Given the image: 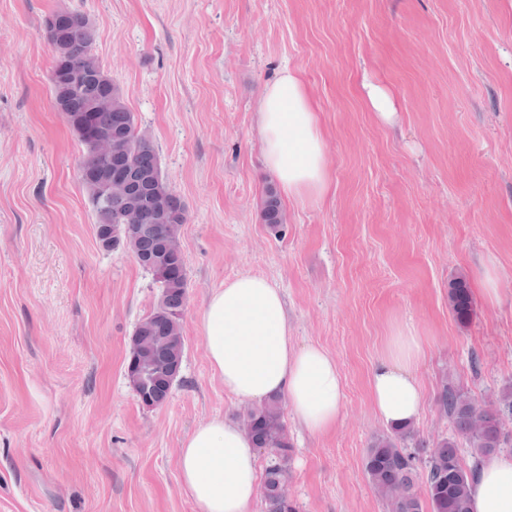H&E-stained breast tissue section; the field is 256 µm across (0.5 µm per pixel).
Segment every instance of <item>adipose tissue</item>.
<instances>
[{"instance_id": "obj_1", "label": "adipose tissue", "mask_w": 512, "mask_h": 512, "mask_svg": "<svg viewBox=\"0 0 512 512\" xmlns=\"http://www.w3.org/2000/svg\"><path fill=\"white\" fill-rule=\"evenodd\" d=\"M261 151L289 198L319 202L331 193L325 136L302 74L283 68L259 102ZM213 371L232 396L288 399L308 431L324 433L340 420L342 381L335 360L316 346L295 348L279 289L243 275L208 299L200 319ZM415 330L398 328L370 379L373 404L392 426L418 420L423 393L412 369L424 357ZM179 472L197 512H248L258 492L257 455L246 431L221 418L183 441ZM472 512H512V453L485 458L470 483Z\"/></svg>"}]
</instances>
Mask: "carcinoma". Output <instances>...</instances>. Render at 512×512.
<instances>
[{"instance_id":"carcinoma-1","label":"carcinoma","mask_w":512,"mask_h":512,"mask_svg":"<svg viewBox=\"0 0 512 512\" xmlns=\"http://www.w3.org/2000/svg\"><path fill=\"white\" fill-rule=\"evenodd\" d=\"M61 16L66 23L56 31L52 19L46 20L55 52L51 75L56 103L73 108L65 117L83 146L79 177L96 217L98 244L112 232V225L125 223L128 214L141 215V225L123 237L122 247L159 284L158 302L135 333L146 344L141 353L143 388L165 402L173 383L168 363L182 362L184 353L182 319L189 284L180 227L187 221L186 209L164 177L150 140L96 57L92 23L77 11ZM259 217L275 232L284 224L281 201L271 184L261 197ZM448 302L460 324L470 322L474 304L464 278L450 284ZM435 401L451 423L450 435L425 439L410 425H391L367 448L364 473L387 512H471L470 482L477 464L512 445V387L503 388L496 401L482 402L445 381ZM242 425L266 460L265 512H299L297 503L283 493L293 445L281 398L249 408ZM462 441L470 450L469 466L461 456Z\"/></svg>"}]
</instances>
